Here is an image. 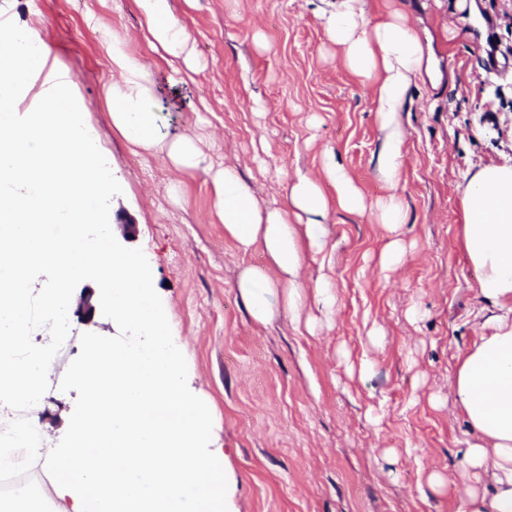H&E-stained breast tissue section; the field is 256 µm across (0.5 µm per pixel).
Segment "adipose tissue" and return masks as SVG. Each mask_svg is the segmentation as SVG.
Masks as SVG:
<instances>
[{
  "label": "adipose tissue",
  "mask_w": 512,
  "mask_h": 512,
  "mask_svg": "<svg viewBox=\"0 0 512 512\" xmlns=\"http://www.w3.org/2000/svg\"><path fill=\"white\" fill-rule=\"evenodd\" d=\"M141 33L173 77L194 81L193 38L175 14L172 0H135ZM321 18L329 41L346 66L369 81L382 138L376 170L387 195L366 201L334 156H326L324 179L298 175L288 186L287 207L260 204L236 167L214 164L201 147L198 128L174 133L159 123L150 67L126 40L104 46L108 79L103 96L113 129L133 151L166 157L180 172L197 171L210 182L212 208L242 252L262 247L263 268L246 267L239 292L254 321L269 323L276 311L298 316L302 307L304 251L322 253L325 221L332 208L370 214L397 232L407 208L397 193L404 165L405 132L400 122L408 92L421 77L424 47L418 30L397 11L372 14L368 0H332ZM335 189L327 196L321 186ZM464 224L461 246L479 272L478 295L493 307L487 335L464 357L449 383L473 431L463 456L470 480L463 485L464 512H512V158L468 172L460 191Z\"/></svg>",
  "instance_id": "ef3b65f1"
}]
</instances>
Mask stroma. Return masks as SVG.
Returning <instances> with one entry per match:
<instances>
[{
    "instance_id": "stroma-1",
    "label": "stroma",
    "mask_w": 512,
    "mask_h": 512,
    "mask_svg": "<svg viewBox=\"0 0 512 512\" xmlns=\"http://www.w3.org/2000/svg\"><path fill=\"white\" fill-rule=\"evenodd\" d=\"M371 0L399 10L428 43L438 82H417L401 115L405 161L398 183L408 222L402 264L380 266L392 236L369 215L331 210L330 254L305 253L299 320L277 313L255 323L237 288L240 271L265 267L262 249L242 253L210 205L204 173L186 175L161 156L133 153L102 101L103 46L129 38L152 65L158 115L178 131L204 121L218 164H233L258 199L284 207L297 174H323L333 154L367 200L386 195L376 173L381 131L368 81L353 75L319 17L326 0H173L191 32L200 72L182 84L155 66L135 0H17L38 14L39 33L75 75L90 120L121 178L119 235L149 262L189 389L208 406L210 445L224 451L230 512H462L463 450L472 430L448 393L460 357L486 317L478 271L460 242L464 176L512 156V0ZM97 21L87 24V10ZM509 63L482 62L485 21ZM210 112L200 113L201 104ZM180 184L179 201L169 189ZM330 281L324 313L315 283ZM95 306L91 321L77 313ZM100 294L81 282L60 348L32 418L49 444L64 436L76 392L60 389L80 337H113Z\"/></svg>"
}]
</instances>
